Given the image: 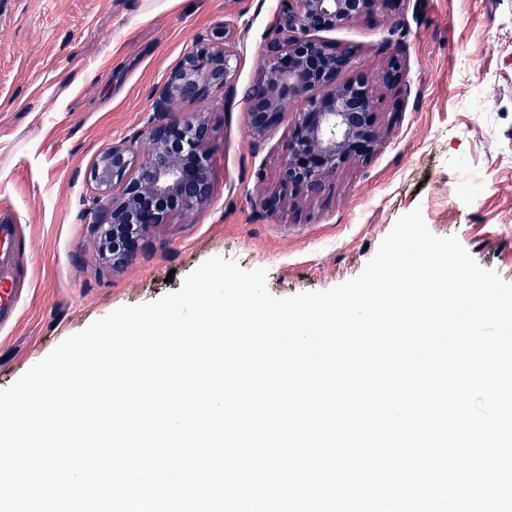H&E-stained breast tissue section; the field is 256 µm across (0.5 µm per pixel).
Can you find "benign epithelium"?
<instances>
[{"label": "benign epithelium", "mask_w": 512, "mask_h": 512, "mask_svg": "<svg viewBox=\"0 0 512 512\" xmlns=\"http://www.w3.org/2000/svg\"><path fill=\"white\" fill-rule=\"evenodd\" d=\"M397 0H278L275 22L266 37L265 59L244 90L248 132L265 135L292 99L304 101L296 113L276 172L277 188L261 193L255 205L274 213L291 199L322 198L339 168L365 161L381 138L370 74L355 64L352 47H332L314 37L386 13ZM239 38L229 27L200 38L155 94L154 119L143 132L150 148L138 157L136 140L123 139L99 152L90 170L97 200L108 212L97 225L112 235V262L127 258L135 243L172 213L204 208L210 198L205 144L210 136L205 113L173 118L178 100H192L208 88L239 92ZM403 74L399 57L389 58L385 85Z\"/></svg>", "instance_id": "obj_1"}]
</instances>
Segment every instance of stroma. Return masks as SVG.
Here are the masks:
<instances>
[{"mask_svg": "<svg viewBox=\"0 0 512 512\" xmlns=\"http://www.w3.org/2000/svg\"><path fill=\"white\" fill-rule=\"evenodd\" d=\"M277 0H0V219L17 226L22 291L0 328V389L58 344L124 305L181 289L213 256L264 268L278 297L360 275L397 219L420 209L483 268L512 283V0H402L395 17L321 33L351 46L367 72L399 52L404 75L377 86L382 140L370 161L330 179L324 198L256 210L275 186L302 101L262 139L247 105L221 91L177 103L207 113L206 207L155 225L120 264L93 228L89 170L112 142L138 135L153 96L198 37H241L239 88L263 64Z\"/></svg>", "mask_w": 512, "mask_h": 512, "instance_id": "1", "label": "stroma"}]
</instances>
